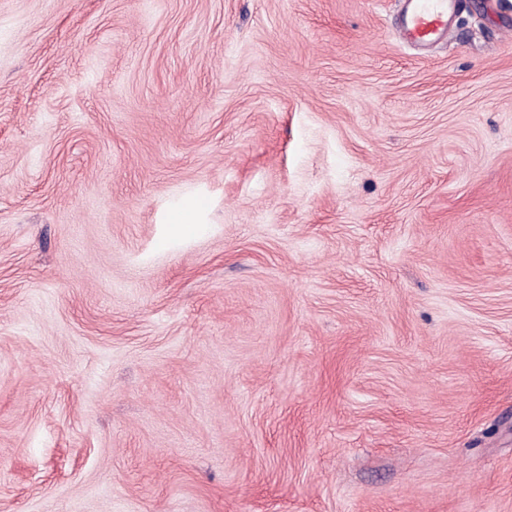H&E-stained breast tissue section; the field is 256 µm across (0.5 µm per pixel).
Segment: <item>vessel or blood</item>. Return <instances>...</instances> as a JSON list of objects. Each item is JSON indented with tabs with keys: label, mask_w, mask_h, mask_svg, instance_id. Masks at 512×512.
<instances>
[{
	"label": "vessel or blood",
	"mask_w": 512,
	"mask_h": 512,
	"mask_svg": "<svg viewBox=\"0 0 512 512\" xmlns=\"http://www.w3.org/2000/svg\"><path fill=\"white\" fill-rule=\"evenodd\" d=\"M406 9L396 37L415 47H427L442 39L449 27L456 0H405Z\"/></svg>",
	"instance_id": "1"
}]
</instances>
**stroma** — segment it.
Masks as SVG:
<instances>
[{"label":"stroma","mask_w":512,"mask_h":512,"mask_svg":"<svg viewBox=\"0 0 512 512\" xmlns=\"http://www.w3.org/2000/svg\"><path fill=\"white\" fill-rule=\"evenodd\" d=\"M400 10L0 0V512H512V0ZM457 0H405L407 6L395 36L414 47H428L442 39L450 10Z\"/></svg>","instance_id":"35a3bbf8"}]
</instances>
